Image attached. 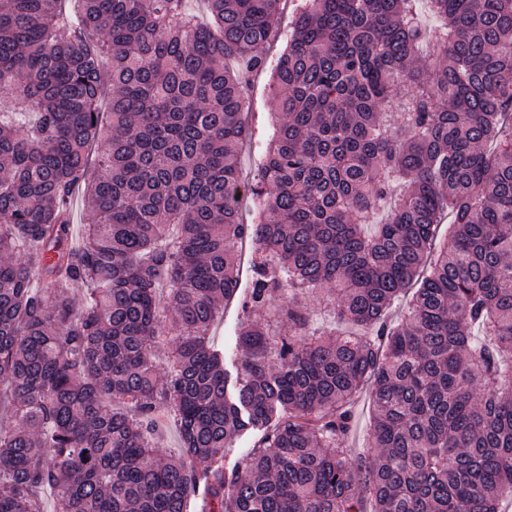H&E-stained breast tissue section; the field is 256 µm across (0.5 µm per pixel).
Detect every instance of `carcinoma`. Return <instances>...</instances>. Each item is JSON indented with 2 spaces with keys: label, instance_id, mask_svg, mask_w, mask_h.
I'll return each mask as SVG.
<instances>
[{
  "label": "carcinoma",
  "instance_id": "carcinoma-1",
  "mask_svg": "<svg viewBox=\"0 0 512 512\" xmlns=\"http://www.w3.org/2000/svg\"><path fill=\"white\" fill-rule=\"evenodd\" d=\"M61 2L0 0V512H44L45 489L54 512H186L199 487L201 512H501L512 0H304L251 180L243 90L282 0H206L208 26L185 0ZM245 242L263 261L243 306L271 320L241 323L229 396L210 331ZM295 288L359 331L311 330ZM366 385L371 444L350 460ZM161 417L177 456L153 443ZM258 437L253 433H246L236 443V448H230L224 458V468L227 470L241 468L250 457Z\"/></svg>",
  "mask_w": 512,
  "mask_h": 512
}]
</instances>
